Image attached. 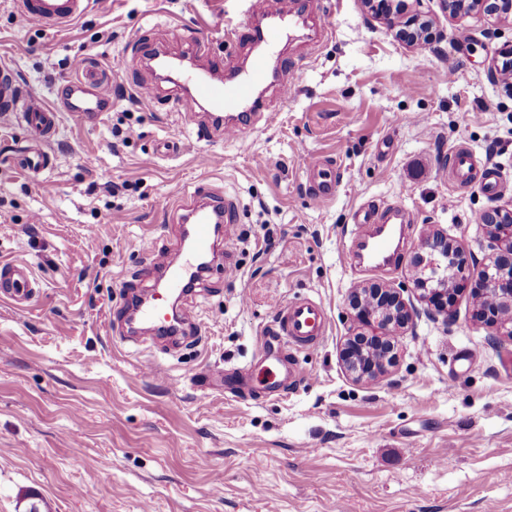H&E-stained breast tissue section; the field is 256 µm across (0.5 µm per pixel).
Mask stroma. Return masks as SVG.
<instances>
[{
    "label": "stroma",
    "mask_w": 512,
    "mask_h": 512,
    "mask_svg": "<svg viewBox=\"0 0 512 512\" xmlns=\"http://www.w3.org/2000/svg\"><path fill=\"white\" fill-rule=\"evenodd\" d=\"M423 9L435 37L411 46L367 19L362 0H324L329 35L300 29L279 47L303 60L293 95L267 87L268 115L246 140L198 142L200 113L175 109L180 87L143 49L186 53L194 31L208 52L245 60L248 44L224 40L248 19L239 0H95L63 30L0 0V61L23 93L55 102L83 57L112 78L110 110L91 123L62 114L54 162L37 175L14 162L26 146L16 117H0V259L27 262L41 285L28 308L0 301V512H26L33 494L41 512H512V341L475 321L469 291L444 318L417 303L376 382H355L339 360L355 284L409 281L434 229L486 259L474 216L512 208V95L488 79L512 21L453 18L441 0ZM143 83L155 99L132 102ZM460 144L492 168L495 195L449 182ZM314 159L337 179L320 204L309 200ZM198 189L241 204L226 243L238 276L225 279L220 260L205 274L193 299L201 333L179 349L125 341L111 314L153 286L154 264L176 259L174 206ZM366 201L412 216L396 266L349 263ZM304 297L329 317L322 344L295 353L311 378L266 395L259 333L271 301ZM151 362L165 377L144 373Z\"/></svg>",
    "instance_id": "35a3bbf8"
}]
</instances>
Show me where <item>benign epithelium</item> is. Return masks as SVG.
<instances>
[{"mask_svg":"<svg viewBox=\"0 0 512 512\" xmlns=\"http://www.w3.org/2000/svg\"><path fill=\"white\" fill-rule=\"evenodd\" d=\"M424 0H365L368 10L385 17L396 36L412 43L421 40L425 21ZM448 12L457 15L481 11L489 16L512 14V0H446ZM481 227L495 242L497 254L481 264L463 245L435 230L423 237L411 260V284H362L352 289L349 306L352 326H377L379 332L367 336L353 333L342 348V361L355 379L373 381L394 364L395 336L412 320L404 293L415 287L427 294L432 305L448 315V299L456 276L468 272L473 285V305L480 317L496 327L500 336L512 340V209L493 206L482 214Z\"/></svg>","mask_w":512,"mask_h":512,"instance_id":"1","label":"benign epithelium"}]
</instances>
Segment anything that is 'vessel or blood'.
<instances>
[{
  "label": "vessel or blood",
  "mask_w": 512,
  "mask_h": 512,
  "mask_svg": "<svg viewBox=\"0 0 512 512\" xmlns=\"http://www.w3.org/2000/svg\"><path fill=\"white\" fill-rule=\"evenodd\" d=\"M250 12H261L262 20L243 26L225 28V40H246L257 46L246 69L230 67L226 59L209 57L204 71L188 74V85L181 111H192L194 105L204 103L213 111L209 125L199 127V139L217 136L238 139L248 134L266 109L258 89L272 76L268 47L278 43L289 25L298 21L314 20L319 14L318 0H294V8L282 11L281 0H248ZM25 17L35 19L53 29L69 27L83 17L90 8V0H20ZM112 97L106 73L92 58H85L82 73L69 79L59 105L45 103L42 99L20 94L16 72L0 65V112H18L23 116V127L30 142L43 146L58 131L59 114L67 111L77 119H94L108 110ZM311 174L310 196L321 203L336 194V181L324 175L320 164L309 167ZM476 171L473 151L466 146L457 147L448 160V175L457 185L468 183ZM184 221L189 226L192 246L185 260L164 269L160 275L164 285L152 288L136 309L140 322L154 327L157 332L168 330L170 315H177L180 332L185 336L198 335L200 328L191 308L173 312V298L192 300L193 284L199 273L197 260L200 254L214 252L216 233L232 238L240 220V210L232 199H225L223 207L203 204L191 199L184 205ZM411 216L405 210L394 207L381 208L362 204L354 215L356 231L355 248L368 251L371 257L383 256L397 226L410 223ZM39 288L30 265L23 261H0V299L13 307L23 308L33 301ZM274 334L288 347L315 348L321 345L327 334L328 316L322 304L311 298L274 305Z\"/></svg>",
  "instance_id": "b4317fda"
}]
</instances>
